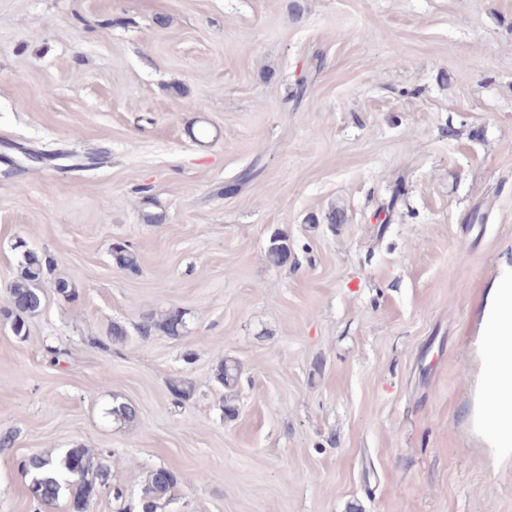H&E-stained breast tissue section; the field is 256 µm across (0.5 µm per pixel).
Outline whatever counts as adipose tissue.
Wrapping results in <instances>:
<instances>
[{
    "label": "adipose tissue",
    "mask_w": 512,
    "mask_h": 512,
    "mask_svg": "<svg viewBox=\"0 0 512 512\" xmlns=\"http://www.w3.org/2000/svg\"><path fill=\"white\" fill-rule=\"evenodd\" d=\"M480 345L486 357L484 392L494 405L478 420L487 437L490 459L512 451V282L491 289L484 306Z\"/></svg>",
    "instance_id": "adipose-tissue-1"
}]
</instances>
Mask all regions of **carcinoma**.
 Masks as SVG:
<instances>
[{
  "label": "carcinoma",
  "instance_id": "obj_1",
  "mask_svg": "<svg viewBox=\"0 0 512 512\" xmlns=\"http://www.w3.org/2000/svg\"><path fill=\"white\" fill-rule=\"evenodd\" d=\"M267 254L273 264L285 263L288 260V241L281 236L270 238ZM112 259L120 269L138 268L134 253L122 245L112 247ZM49 266L50 259L39 252L31 249L22 251L18 276L10 288V307L4 310V313L12 317V331L17 336L26 335V318L41 309L44 298L41 284ZM154 327L167 336L178 339L182 337L185 328L184 314L179 309H172ZM214 379L225 389L234 390L240 380L238 362L224 359L215 368ZM76 464L86 476L102 477L111 482V496L114 500L124 498L123 488L113 482L112 466L108 461L81 445L67 449L59 457L32 454L21 461V468L31 475L30 492L35 499L50 506L63 500L67 504L68 512H85L98 486L73 476L72 469ZM177 484L174 474L171 473L167 479L162 480L158 471H153L139 498L140 512H159L162 503L174 496Z\"/></svg>",
  "mask_w": 512,
  "mask_h": 512
}]
</instances>
